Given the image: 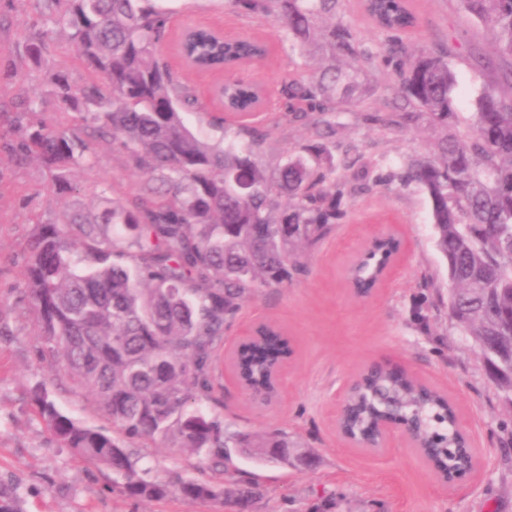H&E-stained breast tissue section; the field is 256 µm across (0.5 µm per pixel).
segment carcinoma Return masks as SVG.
Segmentation results:
<instances>
[{
    "label": "carcinoma",
    "mask_w": 512,
    "mask_h": 512,
    "mask_svg": "<svg viewBox=\"0 0 512 512\" xmlns=\"http://www.w3.org/2000/svg\"><path fill=\"white\" fill-rule=\"evenodd\" d=\"M35 14L7 74L40 68L55 35L62 50L87 71L81 82L63 70L48 75L56 119L42 118L45 98L13 107L16 164L35 160L58 194L73 198L36 222L27 267L28 290L46 351L112 420L118 435L87 426L61 411L42 388L33 394L54 436L83 461L112 468L132 499L177 494L191 501L220 498L249 507L260 497L252 483L231 487L192 478L171 485L148 477L130 448L138 439L175 443L183 452L225 466L232 449L251 459L290 464L288 435L231 431L216 415L191 408L217 402L211 372L215 348L261 288L280 287L303 271V247L329 233L343 201L397 183L427 194L435 246L447 265L448 315L470 337L499 396L512 407V91L494 83L476 99L468 143L452 136L433 156L407 168L386 163L351 180L336 177L332 142L287 153L271 176L260 168L261 141L224 127L210 142L188 126L199 109L195 91L163 62L171 14L160 0H6ZM252 20L277 18L294 50L312 42L317 21L336 19L344 0H230ZM476 18L500 61V79L512 88V0H458ZM384 36L382 48L356 38L343 22L329 29L346 67L315 72L287 91V115L316 114V125L335 132L327 117L347 112L363 68L379 65L392 76L400 118L421 115L439 125L458 119L455 72L443 48L415 49L404 40L416 16L409 0H365ZM263 50L256 43L224 44L201 33L188 56L222 68ZM255 94L241 81L223 86L231 107H249ZM119 145L143 181L131 195L80 184L72 172L94 166V142ZM95 195L101 209L78 206ZM380 256L356 261L350 278L374 287ZM246 378L268 380L272 360L242 356ZM392 417L411 420L435 435L425 449L440 469L456 462L460 435L450 402L413 377L376 371L351 398L349 426Z\"/></svg>",
    "instance_id": "carcinoma-1"
}]
</instances>
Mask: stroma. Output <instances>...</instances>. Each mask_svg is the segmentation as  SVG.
<instances>
[{
  "label": "stroma",
  "instance_id": "35a3bbf8",
  "mask_svg": "<svg viewBox=\"0 0 512 512\" xmlns=\"http://www.w3.org/2000/svg\"><path fill=\"white\" fill-rule=\"evenodd\" d=\"M419 25L406 36L416 47L447 44L457 38L449 58L464 91L459 119L451 129L422 118L408 126L381 127L366 113H396L391 76L379 68L359 77L362 94L350 111L336 116L333 163L337 175L371 168L380 160L401 166L430 156L445 134L466 139L477 96L495 80L481 64L492 56L480 23L456 0H411ZM171 11L169 43L162 54L177 76L195 90L205 111L188 118L189 128L211 141L222 137L211 125H247L264 138L259 155L276 166L287 152L312 136L313 116L286 120L282 112L289 85L307 82L314 71L344 57L333 56L324 41L304 52L292 51L274 21L258 24L241 17L229 0H164ZM208 26L233 38H257L268 55L244 65L239 74L261 86L262 107L249 114L224 112L211 94L219 73H201L177 54L173 42L194 26ZM93 168L79 171L85 184L104 182L115 193L133 192L140 175L112 143L96 145ZM48 177L36 162H0V488L14 492L19 512H233L220 502L160 501L124 495L112 469L80 461L47 428L33 401L46 387L61 410L85 425L109 428L92 398L50 356L42 355L37 317L26 288L28 243L34 215L58 208ZM344 217L307 252L305 272L288 285L260 289L224 335L213 371L217 414L231 430L262 434L286 431L311 465L282 467L233 455L214 469L180 449L151 440L135 442L141 467L152 478L253 481L263 496L256 512H512V407L502 401L471 340L454 328L446 309L448 277L434 243L430 205L417 185L378 187L345 200ZM386 230L404 248L382 288L360 297L348 287L344 269L366 239ZM270 324L290 339L294 353L284 372L277 403L263 408L238 390L227 356L258 325ZM398 361L424 383L445 393L477 451L475 471L450 487L438 483L416 449L394 438L382 451L351 447L339 434L336 418L345 386L370 363Z\"/></svg>",
  "mask_w": 512,
  "mask_h": 512
}]
</instances>
